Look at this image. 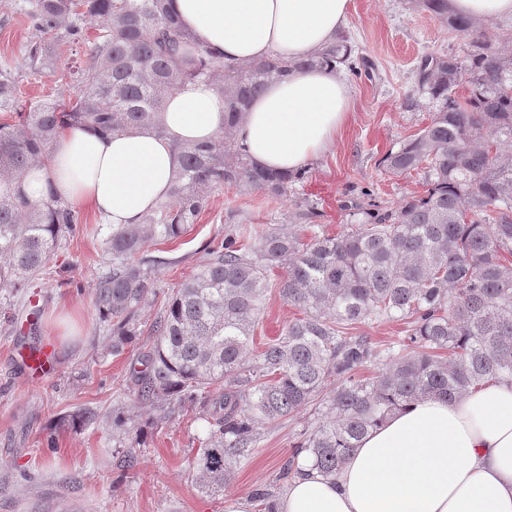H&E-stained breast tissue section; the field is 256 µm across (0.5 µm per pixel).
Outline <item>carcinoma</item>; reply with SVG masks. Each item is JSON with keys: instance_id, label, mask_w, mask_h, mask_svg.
Here are the masks:
<instances>
[{"instance_id": "cac0c4a2", "label": "carcinoma", "mask_w": 512, "mask_h": 512, "mask_svg": "<svg viewBox=\"0 0 512 512\" xmlns=\"http://www.w3.org/2000/svg\"><path fill=\"white\" fill-rule=\"evenodd\" d=\"M415 6L472 38L467 63L428 55L420 86L437 103L429 123L382 159L385 171L424 173V191L394 209L352 204L355 227L331 235L311 224L299 234L271 224L252 247L224 236L194 275L171 289L151 325L153 337L136 395L178 406L203 402L211 425L193 461L196 480L224 487L255 452L260 424L307 406L323 420L304 433L283 464L291 480L309 461L334 476L363 437L395 410L427 397L467 396L484 383L512 379V45L486 44L478 19L454 13L448 0ZM27 17L41 40L29 49L44 64L56 41H86L84 21L100 29L90 67L72 72L82 86L74 99L19 105L9 68L0 69V108L16 113L0 124V288H36L55 250L79 224L78 213L51 198L27 201L17 180L47 158L59 128L106 132L150 129L168 95L197 80L224 96V131L205 143L179 144L169 200L140 224L110 229L111 267L93 299L112 322V353L138 335L137 313L164 262L153 243L174 240L196 223L210 191L224 185L276 198L302 172L272 173L253 162L236 138L250 101L295 68L337 62L356 71L348 37L336 35L313 55L226 63L187 51L190 35L170 0H29ZM468 74L467 94L456 86ZM300 310L257 356L252 340L268 293ZM409 325L398 348L380 350L349 331L366 322ZM377 361L371 378L359 371ZM337 382L332 390L328 383ZM92 409L66 415L75 431L97 423ZM258 512H277L267 490L253 495Z\"/></svg>"}]
</instances>
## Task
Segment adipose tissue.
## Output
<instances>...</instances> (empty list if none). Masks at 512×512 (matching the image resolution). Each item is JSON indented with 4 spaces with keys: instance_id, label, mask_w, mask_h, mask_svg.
<instances>
[{
    "instance_id": "1",
    "label": "adipose tissue",
    "mask_w": 512,
    "mask_h": 512,
    "mask_svg": "<svg viewBox=\"0 0 512 512\" xmlns=\"http://www.w3.org/2000/svg\"><path fill=\"white\" fill-rule=\"evenodd\" d=\"M193 50L227 61L307 55L347 24L351 0H172ZM352 111L339 73L290 72L254 99L237 128L250 158L292 173L328 152ZM166 129L104 134L66 125L45 164L27 171L29 202L56 196L99 223H140L168 197L177 143L224 130V99L206 82L171 93ZM278 512H512V380L468 396L404 406L370 431L336 476L292 479Z\"/></svg>"
}]
</instances>
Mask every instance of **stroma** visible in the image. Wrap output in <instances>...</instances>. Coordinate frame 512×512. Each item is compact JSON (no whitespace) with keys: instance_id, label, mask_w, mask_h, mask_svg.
<instances>
[{"instance_id":"obj_1","label":"stroma","mask_w":512,"mask_h":512,"mask_svg":"<svg viewBox=\"0 0 512 512\" xmlns=\"http://www.w3.org/2000/svg\"><path fill=\"white\" fill-rule=\"evenodd\" d=\"M26 2L0 0V65L11 67L25 103L76 97L80 88L69 72L90 66L88 46L59 39L52 65L33 68L28 51L39 37L24 13ZM346 32L367 65L343 74L354 109L335 147L310 162L306 178L282 197L213 189L196 224L176 240L150 246V254L167 264L157 295L139 312L140 334L123 352L113 354L111 328L94 306V285L108 270V229L89 212H81L80 233L63 240L33 294L0 290V512H225L233 498L285 489L282 466L316 421L313 409L264 423L254 454L237 465L222 492L213 493L196 483L191 468L207 422L186 407L165 422L147 424L148 409L133 393L134 373L149 349L147 331L161 310V292L193 275L226 232L246 236L269 224L288 228L292 213L312 207L318 223L344 233L352 222L347 206L363 191L387 208L423 192V172L395 176L380 161L429 121L433 104L419 85L422 59H466L471 40L413 8L410 0H351ZM298 315L278 292L268 294L254 333L256 350ZM31 335L56 351L53 371L39 383L29 380L17 356ZM84 406L97 410L95 426H59L62 416ZM119 413L145 435L132 468L120 466L124 447L112 437V419Z\"/></svg>"}]
</instances>
